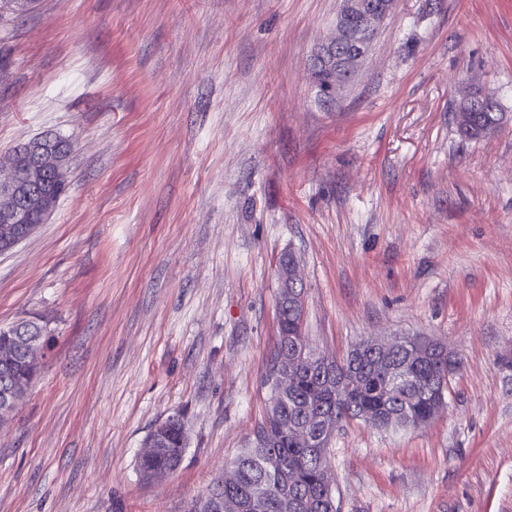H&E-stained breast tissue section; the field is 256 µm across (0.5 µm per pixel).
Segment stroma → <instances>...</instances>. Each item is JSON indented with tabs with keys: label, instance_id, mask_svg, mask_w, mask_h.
I'll return each mask as SVG.
<instances>
[{
	"label": "stroma",
	"instance_id": "obj_1",
	"mask_svg": "<svg viewBox=\"0 0 512 512\" xmlns=\"http://www.w3.org/2000/svg\"><path fill=\"white\" fill-rule=\"evenodd\" d=\"M339 0H33L0 17V157L71 140L70 189L0 253V325L46 362L0 424V512H183L261 421L279 257L311 349L396 332L464 364L419 429L353 422L342 512H512V0H396L355 79L317 96ZM508 118L453 121L467 81ZM184 416L178 471L148 433ZM473 95H478V97L473 102L469 111L471 116L470 125L463 127L456 124L457 130L460 135L466 139H482L489 137L502 125L500 124L491 130L486 129V126L490 124L495 117L493 112H496V116L501 117H503L504 113L501 110L496 94L492 90L486 89L481 85L475 89ZM179 415H171L168 420L174 421ZM184 419L180 418L170 424L167 429L164 443L157 450V438H149L144 443V449L140 454L138 469L140 477L144 481H149L154 473L169 471L170 474L176 472L182 460L187 446V431ZM156 452V453H155ZM169 476L168 474L154 475L151 480Z\"/></svg>",
	"mask_w": 512,
	"mask_h": 512
}]
</instances>
